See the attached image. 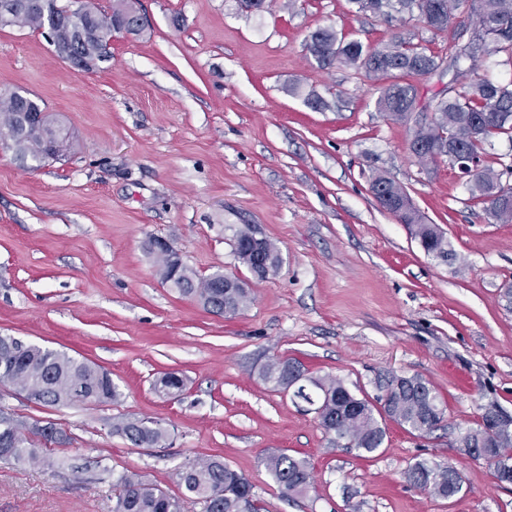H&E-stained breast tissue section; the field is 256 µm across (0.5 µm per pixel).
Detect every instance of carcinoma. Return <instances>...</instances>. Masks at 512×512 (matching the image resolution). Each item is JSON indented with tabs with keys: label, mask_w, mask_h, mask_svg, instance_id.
<instances>
[{
	"label": "carcinoma",
	"mask_w": 512,
	"mask_h": 512,
	"mask_svg": "<svg viewBox=\"0 0 512 512\" xmlns=\"http://www.w3.org/2000/svg\"><path fill=\"white\" fill-rule=\"evenodd\" d=\"M14 6L10 25L48 29L57 42L72 44L71 29L61 20L68 7L57 0H9ZM358 13H370L387 21L398 14L417 15L431 38L448 34V47L435 51L417 41L419 35L404 24L395 27L389 41L378 48H367L357 40L344 41L331 27H319L305 37V49L318 66L336 65L356 68L371 81H381L378 111L389 119L407 123L414 112L427 114L415 123L411 137L438 145L440 157L431 163H448L457 168L456 157L464 154L478 164L466 177V185L476 204L497 224H512V161L499 162L496 170L482 164L485 147L491 139L505 136L512 140V80L500 82L479 73V61L500 57L512 66V0H350ZM136 10L133 0H113L109 12L94 10L99 24L86 36L78 52L85 69L99 63V52L115 30L133 25ZM452 74L447 86L422 95L417 81L436 74ZM10 141L14 159L22 166L41 163L52 157L54 144L67 143V133L37 101L12 91L0 94V140ZM388 185L398 205L409 199L405 189L390 177L379 174L371 182V191ZM402 224L415 226V237L429 254L447 258L452 255L448 241L417 209L399 212ZM232 244L238 260L251 278L263 281L280 265L278 247L265 237H257L250 225L233 230ZM163 284L204 308L218 307L226 315H235L252 302L249 280L226 276L219 271L205 277L182 264L173 268L169 260L152 255ZM296 371L319 387L323 400L319 422L326 433L347 440V447L365 457L381 448L386 422H395L411 433L426 435L439 421H429L431 410H445V403L429 382L421 377L386 376L380 383L376 402L358 396L336 377L317 378L306 373L292 360L273 358L259 370L261 381L283 391L287 374ZM0 385L19 392H39L47 405L64 406L74 402L106 404L119 397L109 374L65 352L35 344L19 346L10 336H0ZM183 388V380L173 373L158 378L154 390L174 395ZM113 433L137 448H152L164 442L168 431L154 421L124 417L112 423ZM482 432V427L474 433ZM484 433V432H482ZM69 437L53 423L38 426L10 417L0 418V456L18 462L55 466L40 444L64 445ZM484 445L490 452L488 463L500 484H512V470L501 469L512 461V431L484 433ZM263 464L285 496L303 494L312 488L314 478L308 462L280 450L267 453ZM450 463L417 462L404 471L405 480L432 495L447 499L458 494ZM183 496L174 497L138 475L117 479L118 495L112 512H182L183 500L201 506L202 512H261L253 486L243 474L222 460L211 459L185 466L175 473Z\"/></svg>",
	"instance_id": "carcinoma-1"
}]
</instances>
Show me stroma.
<instances>
[{"label": "stroma", "instance_id": "obj_1", "mask_svg": "<svg viewBox=\"0 0 512 512\" xmlns=\"http://www.w3.org/2000/svg\"><path fill=\"white\" fill-rule=\"evenodd\" d=\"M141 35H112L90 71L58 57L46 31L0 28V90L44 104L69 129L63 159L34 169L0 151V336L106 369L110 404L51 406L0 386V413L51 422L69 444L58 467L0 459V512H112L113 484L137 474L170 495L180 466L219 459L243 473L262 512H512V485L460 449L496 410L512 416V224L491 223L456 170L423 164L407 125L377 110L378 85L320 69L306 35L333 27L370 47L383 18L349 0H135ZM315 90L331 103L316 112ZM394 179L446 236L454 259L426 253L377 203ZM249 224L280 250L252 303L217 316L162 284L145 243L168 239L200 275L247 276L229 226ZM273 357L301 362L373 399L387 374L420 376L446 404L428 435L388 423L369 457L338 447L305 402L258 377ZM182 392L153 389L163 374ZM169 433L155 448L113 434L124 416ZM307 460L314 486L284 499L262 459ZM418 461L450 462L461 492L410 485Z\"/></svg>", "mask_w": 512, "mask_h": 512}]
</instances>
